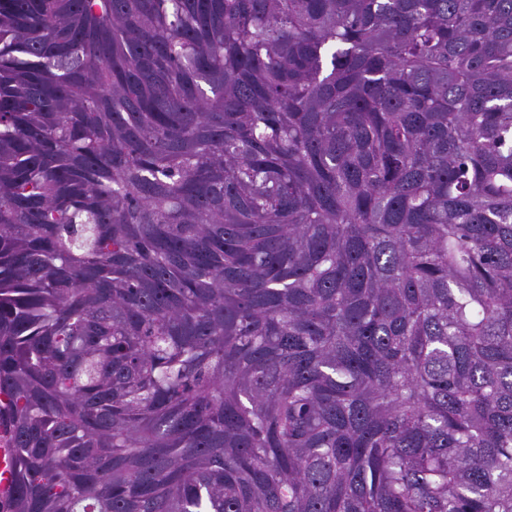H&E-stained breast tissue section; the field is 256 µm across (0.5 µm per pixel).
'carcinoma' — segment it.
Returning <instances> with one entry per match:
<instances>
[{"mask_svg":"<svg viewBox=\"0 0 512 512\" xmlns=\"http://www.w3.org/2000/svg\"><path fill=\"white\" fill-rule=\"evenodd\" d=\"M6 512H512V0H0Z\"/></svg>","mask_w":512,"mask_h":512,"instance_id":"obj_1","label":"carcinoma"}]
</instances>
